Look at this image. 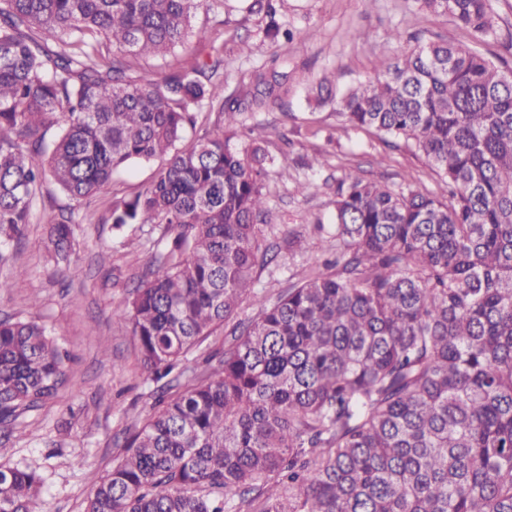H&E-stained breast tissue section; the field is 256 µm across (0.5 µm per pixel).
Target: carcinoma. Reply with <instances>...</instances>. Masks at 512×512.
Instances as JSON below:
<instances>
[{"label":"carcinoma","instance_id":"obj_1","mask_svg":"<svg viewBox=\"0 0 512 512\" xmlns=\"http://www.w3.org/2000/svg\"><path fill=\"white\" fill-rule=\"evenodd\" d=\"M278 43L273 0H247ZM483 38L491 0H419ZM200 0H0V268L31 223L42 183L72 199L100 193L133 161L163 160L112 228L163 224L128 321L158 382L219 326L223 368L160 398L85 512H512V81L472 47L438 38L346 92L349 122L402 137L445 196L361 172L336 189L341 251L269 303L252 286L265 262V153L231 139L241 105L288 93L258 75L224 99V65L161 83L125 60L188 38ZM112 62L100 63L106 52ZM230 134L183 144L196 110ZM59 127L49 140L47 133ZM74 211L46 225L44 249L69 263ZM246 300L258 308L231 322ZM65 352L45 326L0 319V424L54 398ZM42 479L0 465V512H43Z\"/></svg>","mask_w":512,"mask_h":512}]
</instances>
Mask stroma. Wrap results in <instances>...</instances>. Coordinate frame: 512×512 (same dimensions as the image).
I'll return each mask as SVG.
<instances>
[{
  "label": "stroma",
  "mask_w": 512,
  "mask_h": 512,
  "mask_svg": "<svg viewBox=\"0 0 512 512\" xmlns=\"http://www.w3.org/2000/svg\"><path fill=\"white\" fill-rule=\"evenodd\" d=\"M495 33L477 40L448 17L422 10L419 0H283L282 23L294 38L276 47L264 40L260 17L247 14L241 0H214L199 9L195 26L206 27L207 43L189 42L143 62L144 72L162 81L174 69H191L208 59L210 44L224 47V98L237 95L243 79L287 62L288 94L262 107L242 108L235 142L240 149L261 146L267 165L269 218L259 241L272 261L257 266L254 287L276 299L299 276L312 274L336 253L332 224L336 183L360 171L391 186L409 185L442 196L444 184L425 159L404 141L384 142L370 130L339 117L342 93L376 82L378 60L392 56L394 31L425 43L435 37L477 48L512 68V0H493ZM331 81L324 105L309 101L321 77ZM288 153V166L277 164ZM160 161L135 163L115 173L111 184L90 202L71 199L46 181L36 196L32 222L9 251L26 269L0 294V319H33L65 348L69 381L57 398L20 413L18 435H0V464L38 468L44 478L46 512H84L87 498L123 452L125 439L156 411L157 386L137 361V345L127 322L117 315L144 274L152 253L170 236L161 224H132L114 230V201L131 199L155 178ZM315 182L316 190L296 191ZM83 221L75 230L70 266L55 265L42 243L44 226L60 210ZM302 245H295V238ZM225 332L216 330L193 348L168 376L171 391L206 377L224 356Z\"/></svg>",
  "instance_id": "obj_1"
}]
</instances>
